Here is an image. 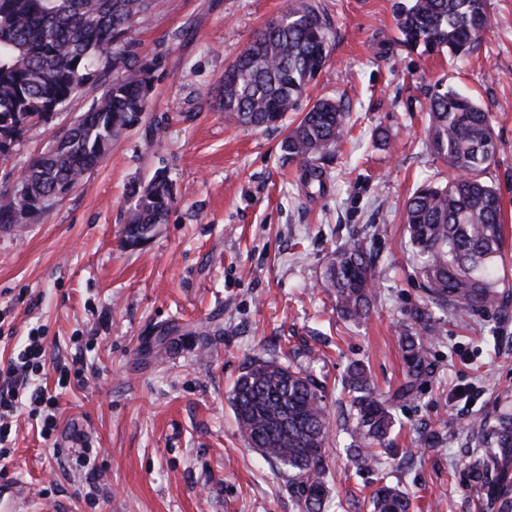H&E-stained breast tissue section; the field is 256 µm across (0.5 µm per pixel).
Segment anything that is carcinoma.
Wrapping results in <instances>:
<instances>
[{
    "instance_id": "obj_1",
    "label": "carcinoma",
    "mask_w": 512,
    "mask_h": 512,
    "mask_svg": "<svg viewBox=\"0 0 512 512\" xmlns=\"http://www.w3.org/2000/svg\"><path fill=\"white\" fill-rule=\"evenodd\" d=\"M152 0H0V159L8 158L34 125L65 111L88 85L102 87L80 114L23 170L17 185L0 191V229L21 227L26 208L41 218L58 205L108 155L123 131L139 124L150 109L159 80L157 58L138 56L136 27ZM399 41L423 53L447 51L467 57L488 24L486 0H400L395 5ZM332 23L301 0L265 26L224 68L219 101L230 123L271 128L297 108L308 84L330 58ZM431 150L456 171L444 185L427 184L408 199L404 224L430 302L462 313H482L500 303L498 259L504 242L503 215L496 189L483 179L496 152L489 112L472 96L437 83L428 98ZM344 104L317 100L285 135L282 151L301 168L303 192L324 188V161L346 135ZM123 243L152 236L175 204L172 182L163 170L132 187ZM373 255L356 239L334 251L323 287L349 321L366 318L374 299ZM437 333L430 314L418 309L402 329L405 391L428 373L425 341ZM207 348L210 333L179 334L166 328L156 351L184 339ZM343 388L351 394V460L364 463L388 440L394 418L387 401L373 391L365 368L350 366ZM323 386L307 370L276 359L256 358L237 378L231 397L240 434L263 458L291 472L307 512H320L325 495V459L330 420ZM478 463L487 500L496 512H512V405L482 420ZM374 512H410L408 495L384 484L372 496Z\"/></svg>"
}]
</instances>
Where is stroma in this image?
Instances as JSON below:
<instances>
[{
  "label": "stroma",
  "instance_id": "obj_1",
  "mask_svg": "<svg viewBox=\"0 0 512 512\" xmlns=\"http://www.w3.org/2000/svg\"><path fill=\"white\" fill-rule=\"evenodd\" d=\"M297 2L154 0L137 25L138 53L162 62L149 112L49 214L0 230V358L29 332L43 336L39 382L57 420L46 441L39 421L17 414L0 481L66 512H305L287 469L243 440L230 404L261 357L307 369L325 388L321 512H373L384 484L410 496L411 512H491L474 472L475 422L512 395V0H487L488 29L464 60L401 46L396 0H311L333 25L331 57L300 107L341 100L349 134L310 195L281 152L284 129L229 124L218 96L227 64ZM439 82L478 98L495 132L483 178L503 205V304L481 314L430 307L404 228L412 193L448 180L426 129ZM100 93L85 87L67 112L33 126L0 160V190ZM159 169L175 206L152 239L126 247L130 189ZM354 237L375 256L377 279L370 314L355 323L321 286L333 251ZM419 308L441 332L427 343L428 375L407 392L401 326ZM188 323L215 330L211 351L185 341L142 357L160 328ZM354 362L395 421L390 447L360 468L346 453L342 388ZM73 365L59 386L58 367Z\"/></svg>",
  "mask_w": 512,
  "mask_h": 512
}]
</instances>
